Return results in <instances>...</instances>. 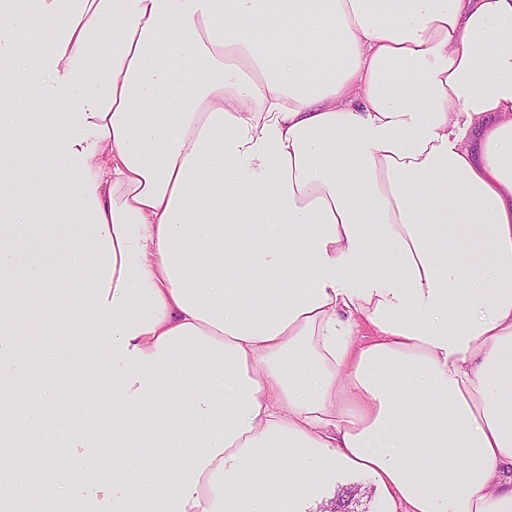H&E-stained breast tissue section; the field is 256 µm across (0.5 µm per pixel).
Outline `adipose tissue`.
I'll use <instances>...</instances> for the list:
<instances>
[{"mask_svg": "<svg viewBox=\"0 0 512 512\" xmlns=\"http://www.w3.org/2000/svg\"><path fill=\"white\" fill-rule=\"evenodd\" d=\"M33 86L75 118L44 135ZM50 267L83 291L50 362L110 337L121 399L0 512L81 497L104 415L112 512H297L342 469L387 512H512V0H0V358ZM176 370L224 384L160 431ZM33 382L0 373V444L52 433Z\"/></svg>", "mask_w": 512, "mask_h": 512, "instance_id": "ef3b65f1", "label": "adipose tissue"}]
</instances>
